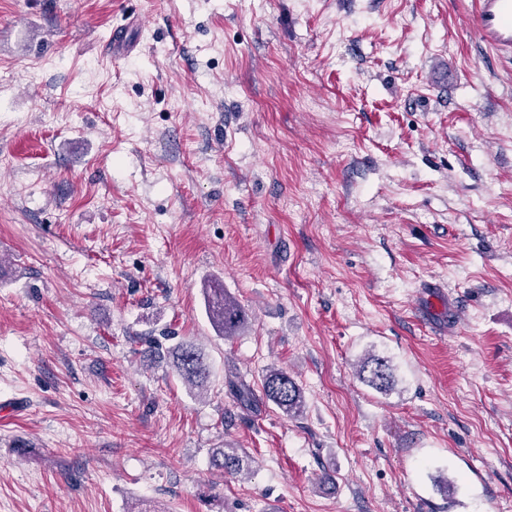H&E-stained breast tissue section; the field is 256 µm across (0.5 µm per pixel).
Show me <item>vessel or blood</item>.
Returning a JSON list of instances; mask_svg holds the SVG:
<instances>
[{
  "mask_svg": "<svg viewBox=\"0 0 512 512\" xmlns=\"http://www.w3.org/2000/svg\"><path fill=\"white\" fill-rule=\"evenodd\" d=\"M468 19L488 50L512 61V0H473Z\"/></svg>",
  "mask_w": 512,
  "mask_h": 512,
  "instance_id": "vessel-or-blood-1",
  "label": "vessel or blood"
}]
</instances>
